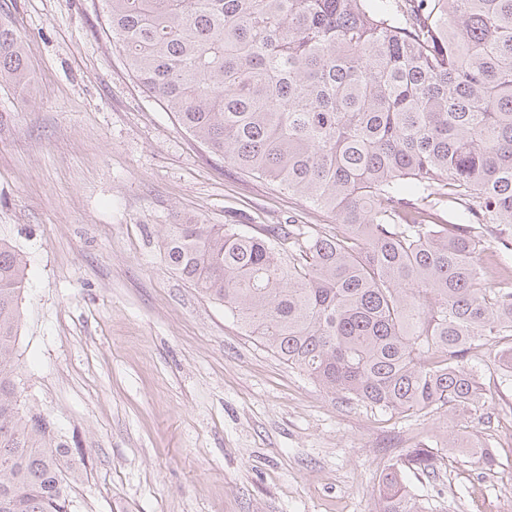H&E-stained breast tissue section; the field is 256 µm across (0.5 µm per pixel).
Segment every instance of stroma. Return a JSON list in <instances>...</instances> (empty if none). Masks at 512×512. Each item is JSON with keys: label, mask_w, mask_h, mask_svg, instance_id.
<instances>
[{"label": "stroma", "mask_w": 512, "mask_h": 512, "mask_svg": "<svg viewBox=\"0 0 512 512\" xmlns=\"http://www.w3.org/2000/svg\"><path fill=\"white\" fill-rule=\"evenodd\" d=\"M32 81L0 86V238L29 264L22 397L77 445L79 512H375L406 449L429 512H512V373L471 360L487 405L403 417L323 391L163 259L174 215L318 224L332 215L212 153L132 76L102 0H0ZM465 429L497 456L444 448Z\"/></svg>", "instance_id": "stroma-1"}]
</instances>
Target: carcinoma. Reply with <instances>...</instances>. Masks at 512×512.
I'll list each match as a JSON object with an SVG mask.
<instances>
[{
    "label": "carcinoma",
    "mask_w": 512,
    "mask_h": 512,
    "mask_svg": "<svg viewBox=\"0 0 512 512\" xmlns=\"http://www.w3.org/2000/svg\"><path fill=\"white\" fill-rule=\"evenodd\" d=\"M139 84L247 176L336 217L163 225L168 267L320 388L411 417L475 411L468 360L512 372V269L475 224L512 226V0H102ZM30 82L0 21V85ZM448 212V218L441 213ZM27 260L0 238V512H78L71 449L27 407L14 365ZM448 433L483 469L496 456ZM377 512H422L403 471Z\"/></svg>",
    "instance_id": "obj_1"
}]
</instances>
